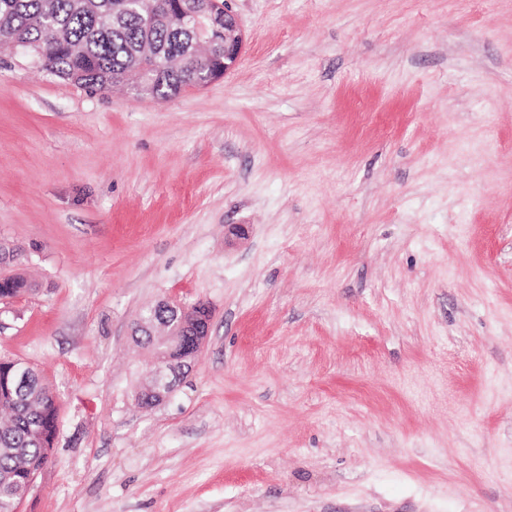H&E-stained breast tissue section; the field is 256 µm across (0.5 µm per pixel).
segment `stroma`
<instances>
[{
  "instance_id": "35a3bbf8",
  "label": "stroma",
  "mask_w": 512,
  "mask_h": 512,
  "mask_svg": "<svg viewBox=\"0 0 512 512\" xmlns=\"http://www.w3.org/2000/svg\"><path fill=\"white\" fill-rule=\"evenodd\" d=\"M227 3L165 101L0 54V357L60 420L18 512H512V0ZM168 297L210 332L140 409ZM0 280V303H7L30 290V284L21 273L3 276Z\"/></svg>"
}]
</instances>
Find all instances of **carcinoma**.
<instances>
[{
    "label": "carcinoma",
    "mask_w": 512,
    "mask_h": 512,
    "mask_svg": "<svg viewBox=\"0 0 512 512\" xmlns=\"http://www.w3.org/2000/svg\"><path fill=\"white\" fill-rule=\"evenodd\" d=\"M217 41L194 38L151 0H0V39L38 53L48 74L106 93L131 77L166 100L224 72V0H217ZM30 290L20 273L0 279V303ZM58 432L55 396L27 364L0 361V512H17L28 478L49 462Z\"/></svg>",
    "instance_id": "carcinoma-1"
}]
</instances>
